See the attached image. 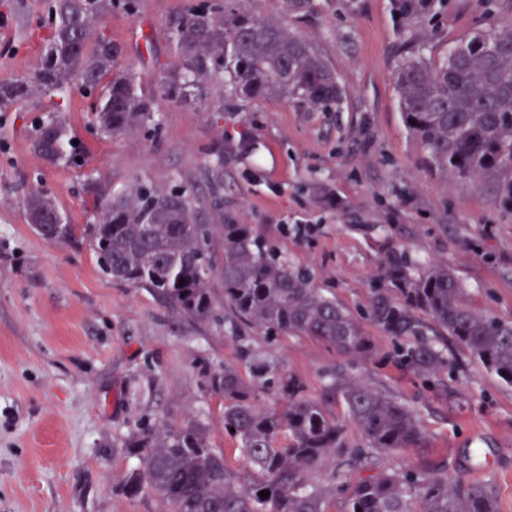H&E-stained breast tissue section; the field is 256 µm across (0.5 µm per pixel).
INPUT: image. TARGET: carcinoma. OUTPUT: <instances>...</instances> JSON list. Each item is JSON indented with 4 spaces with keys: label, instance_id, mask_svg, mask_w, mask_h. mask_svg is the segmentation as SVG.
Masks as SVG:
<instances>
[{
    "label": "carcinoma",
    "instance_id": "cac0c4a2",
    "mask_svg": "<svg viewBox=\"0 0 512 512\" xmlns=\"http://www.w3.org/2000/svg\"><path fill=\"white\" fill-rule=\"evenodd\" d=\"M396 2L399 14L410 16L433 11L436 0ZM115 7L135 13L140 0H42L47 53L35 71L0 81V112L34 92L59 99L56 111L65 112L74 84L92 100L101 134L135 126L155 131L157 96L175 102L197 97L208 76L223 78L230 97L242 102L276 98L325 112L342 101L344 89L313 45L243 9L241 0H207L172 18L168 33L182 67L160 91L146 90L120 64L122 46L99 27ZM395 87L402 120L426 163L444 177L491 184L496 201L512 208V20L491 19L439 55L426 44L412 45ZM34 149L53 164L83 165L59 115L39 125ZM26 210L30 223L56 225L57 239L75 237L73 225L43 191L29 193ZM83 235L103 274L158 294L191 320L224 322L251 370L247 381L236 368L224 367L217 389L226 400L224 431L238 444L252 480H240L199 421L175 428L157 419L124 444L140 462L124 492L150 493L173 512H325L327 496L346 486L349 471L368 467L373 452L426 446L413 408L334 372L331 388L362 435V443H350L324 403L309 398L303 383L274 357L272 347L285 337L314 338L340 354L367 359L373 354L369 324L394 340L396 364L436 379L448 367L437 345L444 331L487 372L512 385V322L472 308L467 288L446 264L419 270L406 251L388 249L367 306L356 316L315 288L309 269L264 245L253 225L238 223L230 213L214 222L191 186L163 189L139 182L102 199ZM215 271L224 280V317L210 288ZM247 329L263 345L253 344L244 335ZM259 391L284 396L282 411L262 409ZM331 457L337 463L326 482H310L309 474ZM262 491L269 496H260ZM344 512L499 510L487 482L399 468L360 478L345 498Z\"/></svg>",
    "mask_w": 512,
    "mask_h": 512
}]
</instances>
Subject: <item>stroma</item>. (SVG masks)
<instances>
[{"mask_svg":"<svg viewBox=\"0 0 512 512\" xmlns=\"http://www.w3.org/2000/svg\"><path fill=\"white\" fill-rule=\"evenodd\" d=\"M0 0V79L37 69L45 43L35 34L36 0ZM193 0H141L138 14L113 10L102 25L124 50L139 82L158 88L181 62L168 40L169 19ZM257 16L280 21L309 40L345 91L340 109L305 112L278 99L231 100L221 79L201 83L202 103L158 97L155 136L138 128L97 134L89 100L73 93L64 118L85 163L55 165L31 138L50 119L52 100L33 96L0 112V512H171L149 493L123 491L135 456L122 447L142 419L206 425L239 474L247 469L224 434V395L213 382L238 367L224 329L185 318L157 295L112 280L85 237L70 242L37 233L24 198L43 190L84 228L98 196L137 180L160 188L194 187L218 195L221 209L255 225L293 263L310 267L314 285L348 309L364 303L388 248L425 263L450 265L473 307L512 322V210L491 185L444 178L428 167L405 128L395 71L412 43L436 52L480 31L484 11L512 20V0H439L425 18L398 16L394 0H311L291 12L287 0H244ZM223 166H215V152ZM322 184L339 200L327 208ZM374 355L356 361L309 337L274 348L309 397L357 424L324 373L344 369L414 408L427 448L375 454V468H424L440 476L487 481L499 512H512V386L448 343L440 396L389 359L392 341L369 329Z\"/></svg>","mask_w":512,"mask_h":512,"instance_id":"obj_1","label":"stroma"}]
</instances>
